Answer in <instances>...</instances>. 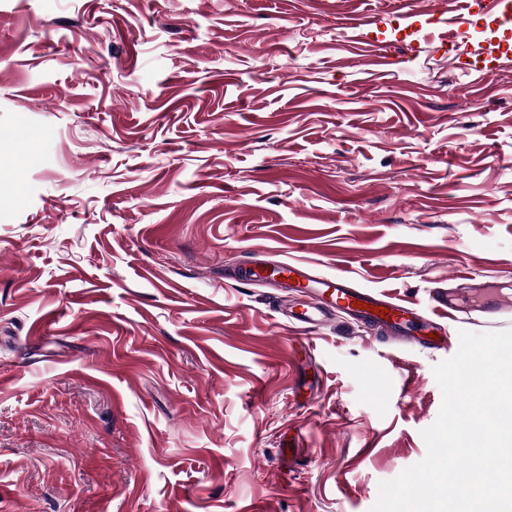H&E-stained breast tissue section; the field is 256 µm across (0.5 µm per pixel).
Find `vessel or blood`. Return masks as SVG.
Segmentation results:
<instances>
[{
  "label": "vessel or blood",
  "instance_id": "1",
  "mask_svg": "<svg viewBox=\"0 0 512 512\" xmlns=\"http://www.w3.org/2000/svg\"><path fill=\"white\" fill-rule=\"evenodd\" d=\"M470 8L469 0H446L442 12L451 31L461 32ZM277 269L284 284L301 296L294 319L315 328L323 327L334 311L340 310L382 333L409 341L414 332L427 331L434 321L459 312L479 311L491 318L512 315V293L488 281H476L463 293L434 289L432 314L423 318L411 304L359 287L349 275L340 272L317 275L310 263L293 259L280 261Z\"/></svg>",
  "mask_w": 512,
  "mask_h": 512
}]
</instances>
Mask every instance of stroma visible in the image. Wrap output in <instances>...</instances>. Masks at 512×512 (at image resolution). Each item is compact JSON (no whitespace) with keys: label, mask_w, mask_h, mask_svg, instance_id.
<instances>
[{"label":"stroma","mask_w":512,"mask_h":512,"mask_svg":"<svg viewBox=\"0 0 512 512\" xmlns=\"http://www.w3.org/2000/svg\"><path fill=\"white\" fill-rule=\"evenodd\" d=\"M432 9L0 0V512H370L424 458L433 365L512 319L299 329L260 275L512 289V61L479 55L512 21L461 57Z\"/></svg>","instance_id":"35a3bbf8"}]
</instances>
